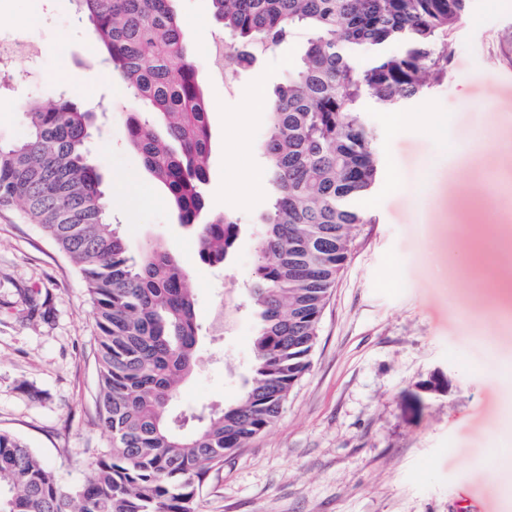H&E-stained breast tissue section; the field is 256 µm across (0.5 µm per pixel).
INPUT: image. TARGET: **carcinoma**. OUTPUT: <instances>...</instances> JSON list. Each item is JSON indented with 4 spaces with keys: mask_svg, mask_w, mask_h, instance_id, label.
<instances>
[{
    "mask_svg": "<svg viewBox=\"0 0 512 512\" xmlns=\"http://www.w3.org/2000/svg\"><path fill=\"white\" fill-rule=\"evenodd\" d=\"M93 27L102 61L163 123L138 118L130 143L194 227L200 260L228 262L242 218L211 215L201 185L210 155L208 112L172 0H73ZM468 0H211L233 44L231 63L308 34L299 66L279 85L262 141L272 201L244 283L256 326L253 363L240 398L184 432L169 417L191 375L201 325L174 255L150 244L129 255L111 223L110 198L88 161L94 113L63 95L25 103L30 133L0 142V206L28 220L76 266L98 330L99 421L109 446L92 455L93 476L63 490L19 438L0 432V512H198V491L224 459L270 429L311 366L330 290L364 223L353 201L368 194L378 159L359 106H394L441 81L445 35ZM400 45L403 51H387ZM362 52L373 53L365 66Z\"/></svg>",
    "mask_w": 512,
    "mask_h": 512,
    "instance_id": "cac0c4a2",
    "label": "carcinoma"
}]
</instances>
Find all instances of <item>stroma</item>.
<instances>
[{
    "label": "stroma",
    "mask_w": 512,
    "mask_h": 512,
    "mask_svg": "<svg viewBox=\"0 0 512 512\" xmlns=\"http://www.w3.org/2000/svg\"><path fill=\"white\" fill-rule=\"evenodd\" d=\"M192 46L209 112L210 157L203 187L210 212L232 211L245 226L232 259L202 264L191 227L129 142L128 118L143 104L116 72L85 85L78 105L96 114L89 159L100 172L130 255L169 248L204 340L169 414L193 430L196 414L234 403L251 360L254 327L241 283L253 270L254 232L271 192L240 205L227 185L230 115L246 111L255 84L274 91L299 62L305 34L229 74V43L210 0H173ZM0 40L16 54L0 74V100L46 103L72 88L99 49L71 0H0ZM512 0H469L448 35V74L402 104L404 126L365 100L380 170L356 225L347 262L321 318L311 367L274 427L211 471L201 512H512V473L488 461L512 444V261L480 277L457 259L472 231L503 233L512 208L497 178L512 174ZM430 113V125L417 120ZM496 137L497 149L477 141ZM432 193L417 201L421 173ZM230 320L218 326L220 303ZM96 327L84 284L69 259L19 208L0 207V431L24 441L71 488L90 476L87 452L106 447L98 421ZM443 379L442 389L423 385Z\"/></svg>",
    "instance_id": "35a3bbf8"
}]
</instances>
